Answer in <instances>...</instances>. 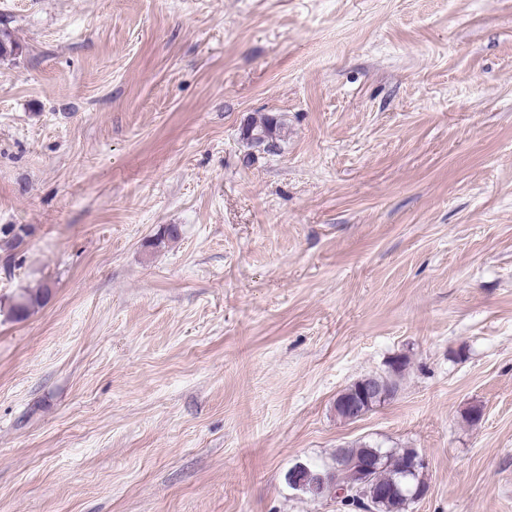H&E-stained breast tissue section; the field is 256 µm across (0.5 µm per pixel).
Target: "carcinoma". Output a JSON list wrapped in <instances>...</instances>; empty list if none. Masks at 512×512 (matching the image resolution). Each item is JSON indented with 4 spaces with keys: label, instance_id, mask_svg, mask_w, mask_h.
I'll return each instance as SVG.
<instances>
[{
    "label": "carcinoma",
    "instance_id": "carcinoma-1",
    "mask_svg": "<svg viewBox=\"0 0 512 512\" xmlns=\"http://www.w3.org/2000/svg\"><path fill=\"white\" fill-rule=\"evenodd\" d=\"M22 51L21 44L13 33L7 28H0V58L15 56ZM242 139L249 146H254V140L259 136H267L275 142V148H280V142L286 136V127L282 119L267 115L258 121L248 122L241 131ZM0 234L7 237L6 245L15 250L21 246L26 232L19 228L10 226L0 228ZM179 236L177 225L169 224L160 229L156 234L151 246L160 247ZM50 292V287L45 285L36 290L28 289L23 292L10 306V314L16 320H22L28 316L30 311L41 304ZM407 366V360L396 358L389 364V371L381 377V383L396 390L399 387L400 378ZM345 455L350 460L375 458V468L372 471L373 485L381 488H394V493L384 497L374 506V512H407L404 507L405 499L401 492L407 488L412 490L418 487L427 486L423 477V471L418 469L413 473H406L402 469V461L415 452L413 448H401L390 450L381 448L369 443H355L344 449Z\"/></svg>",
    "mask_w": 512,
    "mask_h": 512
}]
</instances>
